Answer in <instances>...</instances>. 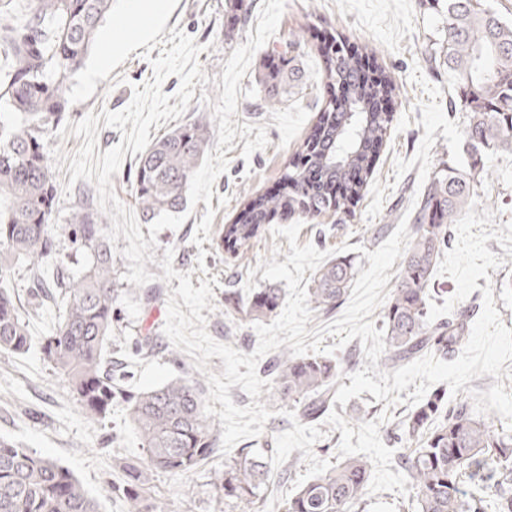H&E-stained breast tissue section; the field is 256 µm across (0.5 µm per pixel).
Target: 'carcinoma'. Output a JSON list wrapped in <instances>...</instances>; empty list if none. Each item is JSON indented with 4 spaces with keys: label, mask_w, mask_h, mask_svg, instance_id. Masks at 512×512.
Segmentation results:
<instances>
[{
    "label": "carcinoma",
    "mask_w": 512,
    "mask_h": 512,
    "mask_svg": "<svg viewBox=\"0 0 512 512\" xmlns=\"http://www.w3.org/2000/svg\"><path fill=\"white\" fill-rule=\"evenodd\" d=\"M112 0H11L0 18V278L11 262L33 268L53 259L51 225L56 186L45 148L62 121L64 89L81 67ZM444 38L434 60L448 67L454 93L450 108L465 113L462 160L442 163L415 208L414 234L399 280L385 309L386 350L380 366L395 370L430 352L446 357L466 343L465 318L426 321L429 285L437 259L448 248L451 226L470 204L477 179L512 154V23L485 0H441ZM335 53L324 56L323 78L344 87L329 99L282 176L284 188L249 199L232 224L224 225V247L250 246L275 215L350 214L363 196L373 169L371 150L383 143L393 113L373 111L372 100L394 98L396 85L383 67L365 80L368 48L355 51L331 33ZM268 97L288 94L295 73L288 57L264 77ZM208 147L207 124L193 121L157 139L142 155L136 200L151 220L183 209L186 192ZM356 168L360 177L350 176ZM73 248L86 254L83 271L37 287L66 302L62 318L43 337L45 358L67 379L69 390L90 419L106 418L112 401L125 399L129 421L140 434L144 456L125 463L112 485L128 502L127 512H166L148 496L154 473L181 476L215 452L216 430L204 413L197 382L177 378L157 388L127 394L106 358L118 293L112 288V250L103 219L89 208L73 212L68 225ZM356 273L352 259L337 257L323 267L310 291L316 308L331 310ZM276 288L255 292L249 314L270 318L280 305ZM32 336L13 296L0 288V351L23 354ZM343 372L340 362L281 352L266 371L275 394L295 415L313 421L334 405ZM395 462L408 479L417 512H512V434L476 417L467 400H448L444 388L428 393L399 422ZM370 464L350 456L302 486L285 512H358ZM269 481L267 450L244 448L215 472L212 489L231 512H256ZM0 512H101L65 466L0 438Z\"/></svg>",
    "instance_id": "obj_1"
}]
</instances>
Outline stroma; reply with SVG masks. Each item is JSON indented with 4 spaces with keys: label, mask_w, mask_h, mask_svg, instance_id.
I'll return each instance as SVG.
<instances>
[{
    "label": "stroma",
    "mask_w": 512,
    "mask_h": 512,
    "mask_svg": "<svg viewBox=\"0 0 512 512\" xmlns=\"http://www.w3.org/2000/svg\"><path fill=\"white\" fill-rule=\"evenodd\" d=\"M247 13L229 11L226 0H179L170 14L163 38L172 29L192 36L203 50L198 60L207 84H194V96L183 119L203 120L210 135L209 149L186 193L187 220L176 229L161 230L146 262L153 281L143 285L124 281L129 262L122 254L125 238H118L112 256V285L118 290L117 317L107 345L114 370L125 373L129 389L145 391L179 377L198 381L208 390V373H222L223 361L212 357L208 373H200L193 360L176 349L165 336L167 301L178 280L163 281L160 266L166 249H173L175 270L190 273L192 286L209 281L214 309L207 313L206 329L216 341L249 354L258 344L254 320L247 312L251 299L246 281L266 287L261 275H250L258 262L270 258L285 262L290 252L285 236L263 232L248 252L233 255L218 240L226 224L238 216L251 197L278 186L292 158L316 122L329 93L324 85L317 36L343 34L351 44L375 50L380 64L395 80L392 101L394 121L376 157L370 184L352 216L339 218L327 212L306 217L299 244L318 250L342 245L353 248L357 270L368 269L367 252L385 242L416 203L440 163L451 160L462 139L464 118L451 111L453 94L448 69L431 58L442 36L443 17L425 0H249ZM287 53L297 82L285 100L268 101L261 77L269 62ZM134 50L107 79L98 81L85 102L67 107L64 120L47 139L56 186V263L64 272H78L69 255L72 246L65 233L72 213L81 207L97 208L95 186L72 180L69 164L83 138L73 136L77 121L102 110L123 109L132 88L151 81V58ZM473 200L479 208L495 211V226L512 221V155L503 154L498 167L483 175ZM489 279H478V289L456 308L476 320L483 308L481 288L492 284L500 320L512 329V255ZM28 263L14 264L7 282L25 317L33 342L22 355L0 353V437L51 457L69 468L91 493L101 498L103 512H127L123 497L111 485L121 465L143 456L142 441L122 402H115L105 420L87 418L69 391L60 371L44 357L40 342L59 320L61 299L46 296L28 279ZM272 416L259 438L241 440L240 448L274 441L290 430L281 415L282 404L273 392H262ZM226 455V456H229ZM225 455L215 453L182 476L156 473L150 484L153 500L167 512H224L212 496L214 473L223 469ZM301 451L272 470L261 512H284L296 491L295 482L307 471Z\"/></svg>",
    "instance_id": "1"
}]
</instances>
